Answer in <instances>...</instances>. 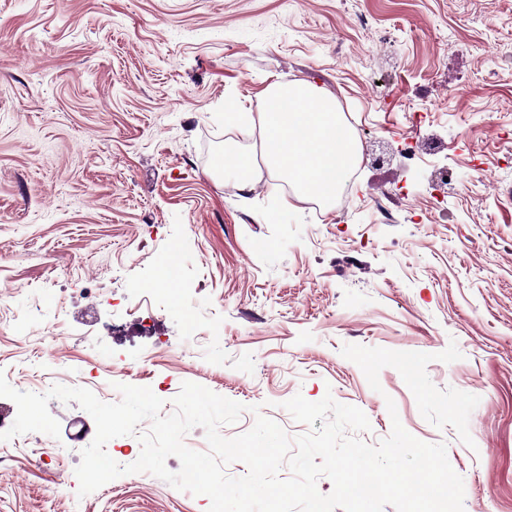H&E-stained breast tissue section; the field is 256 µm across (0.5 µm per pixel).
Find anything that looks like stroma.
Masks as SVG:
<instances>
[{
  "instance_id": "1",
  "label": "stroma",
  "mask_w": 512,
  "mask_h": 512,
  "mask_svg": "<svg viewBox=\"0 0 512 512\" xmlns=\"http://www.w3.org/2000/svg\"><path fill=\"white\" fill-rule=\"evenodd\" d=\"M300 80L358 141L347 207L289 210L288 176L241 192L217 164L251 143L225 105ZM410 137L433 151L408 165ZM347 344L433 354L437 388L479 398L472 445ZM0 370L108 403L194 382L244 405L227 438L259 415L306 434L284 402L329 394L375 445L392 402L446 444L464 512H512V0H0ZM49 411L59 438L0 441V512H208L148 473L78 496L95 423Z\"/></svg>"
}]
</instances>
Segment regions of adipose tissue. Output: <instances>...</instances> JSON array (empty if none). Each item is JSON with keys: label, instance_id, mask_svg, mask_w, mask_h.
I'll list each match as a JSON object with an SVG mask.
<instances>
[{"label": "adipose tissue", "instance_id": "1", "mask_svg": "<svg viewBox=\"0 0 512 512\" xmlns=\"http://www.w3.org/2000/svg\"><path fill=\"white\" fill-rule=\"evenodd\" d=\"M228 124L243 132H258L263 164L252 152L225 154L224 177L241 191H252L265 171L292 176L297 201H332L339 196L358 165L357 146L343 125L335 98L307 81L270 84L259 111L231 107Z\"/></svg>", "mask_w": 512, "mask_h": 512}]
</instances>
